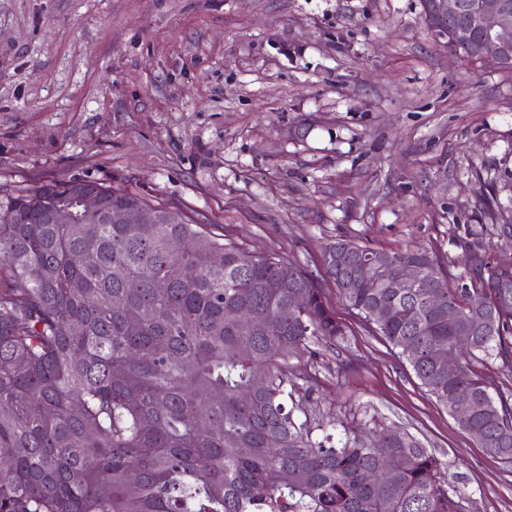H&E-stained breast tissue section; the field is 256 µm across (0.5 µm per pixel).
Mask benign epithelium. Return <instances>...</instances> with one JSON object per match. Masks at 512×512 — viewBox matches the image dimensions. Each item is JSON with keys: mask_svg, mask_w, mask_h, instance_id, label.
<instances>
[{"mask_svg": "<svg viewBox=\"0 0 512 512\" xmlns=\"http://www.w3.org/2000/svg\"><path fill=\"white\" fill-rule=\"evenodd\" d=\"M432 10L450 22L463 18L438 33L449 50L459 51L477 38L482 56L512 59V0H481L475 5L465 0H432Z\"/></svg>", "mask_w": 512, "mask_h": 512, "instance_id": "7a95c632", "label": "benign epithelium"}]
</instances>
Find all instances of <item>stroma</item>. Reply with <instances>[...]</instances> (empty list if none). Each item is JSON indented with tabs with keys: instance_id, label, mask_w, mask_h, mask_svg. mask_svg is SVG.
<instances>
[{
	"instance_id": "stroma-1",
	"label": "stroma",
	"mask_w": 512,
	"mask_h": 512,
	"mask_svg": "<svg viewBox=\"0 0 512 512\" xmlns=\"http://www.w3.org/2000/svg\"><path fill=\"white\" fill-rule=\"evenodd\" d=\"M420 0H0V195L90 178L298 263L346 328L288 360L314 438L391 423L463 512H512V462L462 433L322 273L339 239L512 262V69L448 52Z\"/></svg>"
}]
</instances>
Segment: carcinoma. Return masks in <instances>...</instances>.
Masks as SVG:
<instances>
[{
  "label": "carcinoma",
  "instance_id": "obj_1",
  "mask_svg": "<svg viewBox=\"0 0 512 512\" xmlns=\"http://www.w3.org/2000/svg\"><path fill=\"white\" fill-rule=\"evenodd\" d=\"M75 183L0 196V512H462L445 463L407 431L335 446L296 415L312 378L288 357L346 336L303 268L125 187L84 181L100 201L87 220ZM111 210L155 223L111 224ZM410 264L421 282L392 287ZM174 265L187 275L170 278ZM322 270L450 416L466 404L461 430L512 460V403L468 362L512 371V266L472 258L470 285L450 288L425 248L340 240ZM459 336L470 345L450 377L437 360ZM384 463L388 477L367 481Z\"/></svg>",
  "mask_w": 512,
  "mask_h": 512
}]
</instances>
